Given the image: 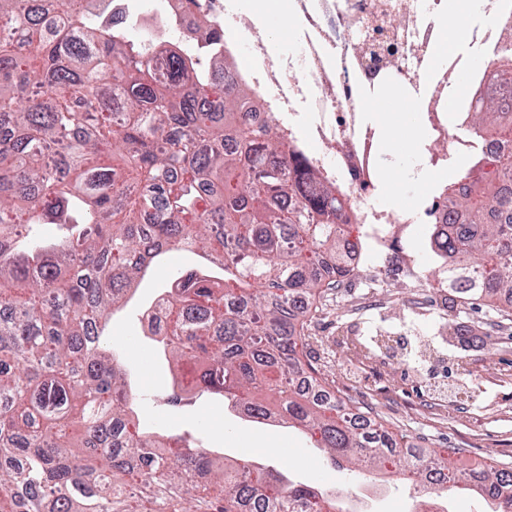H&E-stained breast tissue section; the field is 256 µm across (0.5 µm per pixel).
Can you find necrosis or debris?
Masks as SVG:
<instances>
[{"label": "necrosis or debris", "instance_id": "1", "mask_svg": "<svg viewBox=\"0 0 512 512\" xmlns=\"http://www.w3.org/2000/svg\"><path fill=\"white\" fill-rule=\"evenodd\" d=\"M137 28L159 27L175 40L194 34L209 17L224 38V76L251 92L242 107L249 122L272 125L290 152L313 169L321 187L344 205V266L325 260L326 281L339 276L382 278L383 266L367 267L356 240L376 253L390 251L400 225L445 224L446 187L425 184L411 206L380 203V174L363 166L376 148L383 119L367 120L376 106L393 111L372 83L382 74L391 92L408 93L424 116L419 139L426 166L448 165V143L470 121L476 98L475 73L463 54L434 57L437 42L449 35L447 0H288V32L298 52L276 48L262 14L249 0H115ZM482 23L463 14L471 45L499 69L512 55V0H481ZM173 19L163 28V19Z\"/></svg>", "mask_w": 512, "mask_h": 512}]
</instances>
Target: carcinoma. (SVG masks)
Returning a JSON list of instances; mask_svg holds the SVG:
<instances>
[{
    "label": "carcinoma",
    "mask_w": 512,
    "mask_h": 512,
    "mask_svg": "<svg viewBox=\"0 0 512 512\" xmlns=\"http://www.w3.org/2000/svg\"><path fill=\"white\" fill-rule=\"evenodd\" d=\"M46 35L29 0H0V512H154L217 490L218 512H349L340 497L256 466L161 439L130 417L129 356L110 316L173 248L204 264L159 298L176 308L156 349L195 379L172 391L249 395L243 411L318 438L332 463L383 471L398 439L363 407L336 409L282 378L305 373L298 338L319 298L323 256L342 264L341 206L270 125L239 117L249 93L224 82V53L204 17L197 48L155 49L93 0H49ZM223 100V110L211 99ZM475 141L502 148L448 182V237H433L448 288L471 306L512 300V107L473 113ZM218 190L207 191L205 185ZM416 481L456 482L447 459L414 457ZM467 490L512 505V466L478 468Z\"/></svg>",
    "instance_id": "cac0c4a2"
}]
</instances>
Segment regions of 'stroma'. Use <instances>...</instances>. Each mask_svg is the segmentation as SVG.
Masks as SVG:
<instances>
[{
  "mask_svg": "<svg viewBox=\"0 0 512 512\" xmlns=\"http://www.w3.org/2000/svg\"><path fill=\"white\" fill-rule=\"evenodd\" d=\"M414 150L396 155L380 151L376 165L389 182L382 203L394 198L411 202L421 185L413 178ZM199 256L174 250L140 283L136 295L110 321L113 343L131 356L150 353L143 384L136 387L141 421L150 429L181 434L200 449L228 458L285 465L295 480L336 490L347 501L359 494L372 497L378 512H414L415 491L403 480L407 459L398 458V478L381 482L373 475L330 465L298 429L257 421L237 408L224 410L210 397L185 399L182 407L167 405L172 379L166 361L143 335L142 313L180 268L200 264ZM429 311L413 314L400 302L370 304L356 315L332 306L312 315L309 337L298 347L302 362L335 384L339 397L370 407L394 435L413 447L441 452L457 449L460 467L512 463V304L474 308L447 289L426 291ZM341 336H404L410 344L434 345L448 360V395L412 360L391 364L384 354L349 360Z\"/></svg>",
  "mask_w": 512,
  "mask_h": 512,
  "instance_id": "1",
  "label": "stroma"
}]
</instances>
